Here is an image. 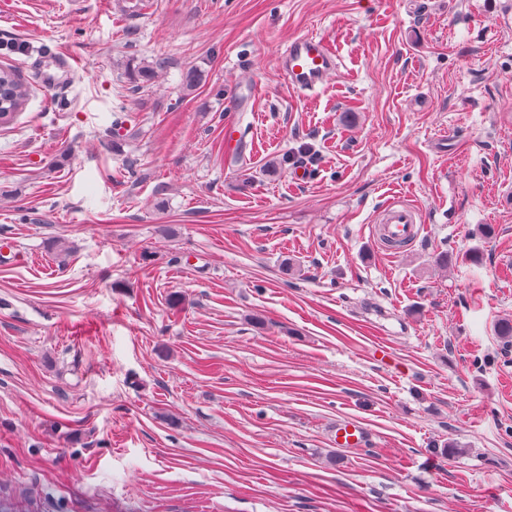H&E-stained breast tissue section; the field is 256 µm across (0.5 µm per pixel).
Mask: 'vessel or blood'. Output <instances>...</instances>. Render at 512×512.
<instances>
[{
    "instance_id": "1",
    "label": "vessel or blood",
    "mask_w": 512,
    "mask_h": 512,
    "mask_svg": "<svg viewBox=\"0 0 512 512\" xmlns=\"http://www.w3.org/2000/svg\"><path fill=\"white\" fill-rule=\"evenodd\" d=\"M283 68L291 85L302 92L320 88L336 68V55L326 40L317 36L295 38L283 56ZM422 231L417 211L395 203L383 212L378 235L385 244H415ZM334 441L340 448H359L368 441V430L359 421L348 418L337 422Z\"/></svg>"
}]
</instances>
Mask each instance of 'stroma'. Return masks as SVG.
<instances>
[{
  "mask_svg": "<svg viewBox=\"0 0 512 512\" xmlns=\"http://www.w3.org/2000/svg\"><path fill=\"white\" fill-rule=\"evenodd\" d=\"M503 2L0 0V512H512ZM310 34L340 66L304 94ZM283 68L295 89L315 92L336 69V54L323 38L297 37L283 56ZM164 65L165 61L162 59L151 62L143 60L136 63V65H134V62L128 63L125 75L133 91L151 88L157 82ZM0 81L6 84V88L10 90L11 94V102L4 103V106L9 108L5 112H10L9 115H15L27 101L29 91L9 68L0 69ZM418 220V212L413 207L399 203L389 205L383 211L378 226L379 238L389 246L392 243L399 246L413 245L422 231V225L418 224ZM334 441L339 448H361L368 441V429L353 418L338 421L334 428Z\"/></svg>",
  "mask_w": 512,
  "mask_h": 512,
  "instance_id": "obj_1",
  "label": "stroma"
}]
</instances>
